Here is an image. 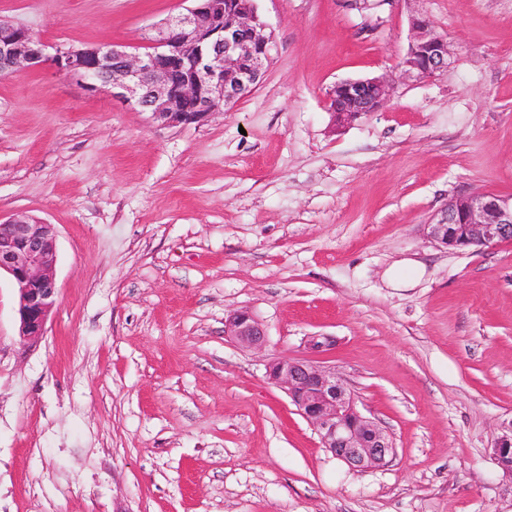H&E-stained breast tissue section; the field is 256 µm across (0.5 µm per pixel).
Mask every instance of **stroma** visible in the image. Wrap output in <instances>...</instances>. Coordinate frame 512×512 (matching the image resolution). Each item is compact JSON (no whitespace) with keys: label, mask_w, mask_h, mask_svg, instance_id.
Instances as JSON below:
<instances>
[{"label":"stroma","mask_w":512,"mask_h":512,"mask_svg":"<svg viewBox=\"0 0 512 512\" xmlns=\"http://www.w3.org/2000/svg\"><path fill=\"white\" fill-rule=\"evenodd\" d=\"M191 0H0L52 45L148 46ZM257 89L169 127L45 64L0 76V217L56 235L36 344L0 277V512H512V243L434 244L451 198L512 194V0H256ZM423 14L448 71L400 78ZM389 76L338 125L336 83ZM250 309L262 352L224 334ZM326 360L393 438L332 457L269 361ZM501 430L493 446V456L503 472L512 476V421Z\"/></svg>","instance_id":"35a3bbf8"}]
</instances>
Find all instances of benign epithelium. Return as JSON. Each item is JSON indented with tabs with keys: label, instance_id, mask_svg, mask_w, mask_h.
Here are the masks:
<instances>
[{
	"label": "benign epithelium",
	"instance_id": "1",
	"mask_svg": "<svg viewBox=\"0 0 512 512\" xmlns=\"http://www.w3.org/2000/svg\"><path fill=\"white\" fill-rule=\"evenodd\" d=\"M258 14L255 0H238L227 8L224 0H195L183 14L168 18L150 42L151 52L131 46L54 47L23 26L0 23V64L10 75L49 62L58 71L91 89L110 86L151 113L163 125L200 123L212 113L234 107L259 85L272 59V34ZM412 39L402 58L405 75L432 77L448 68V41L423 16L411 18ZM345 108L329 95V111L342 122L359 112H374L387 99L386 77L345 80ZM428 237L453 249L476 251L512 241V195L477 192L454 197L437 211ZM56 237L53 227L27 216L0 221V273L8 274L19 293V336L36 343L46 333L49 314L57 302ZM226 335L243 347L266 345L263 324L249 310L225 321ZM335 338L314 334L304 340L306 358L280 357L267 365V375L283 388L296 411L317 432L321 446L355 471L388 464L396 455L390 435L358 408L345 379L320 364ZM493 456L512 476V422L501 427Z\"/></svg>",
	"mask_w": 512,
	"mask_h": 512
}]
</instances>
